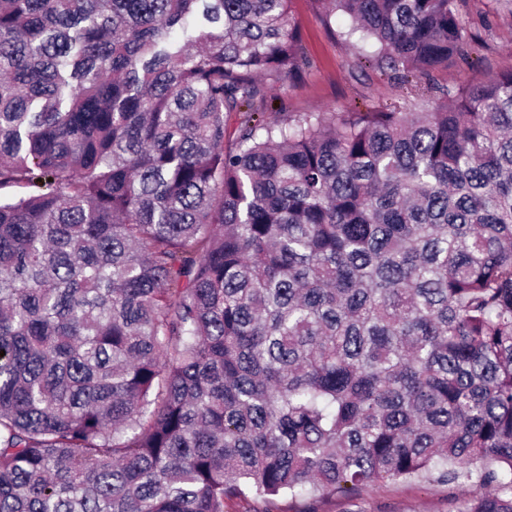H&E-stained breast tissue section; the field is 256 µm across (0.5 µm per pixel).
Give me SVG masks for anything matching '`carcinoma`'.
Listing matches in <instances>:
<instances>
[{"label": "carcinoma", "mask_w": 512, "mask_h": 512, "mask_svg": "<svg viewBox=\"0 0 512 512\" xmlns=\"http://www.w3.org/2000/svg\"><path fill=\"white\" fill-rule=\"evenodd\" d=\"M292 2L0 0V512H512V70L261 119ZM312 2L406 84L473 42L461 0ZM462 499L461 490L452 489L433 478L418 477L379 481L363 487L355 495L336 493L311 504L281 496L274 500L270 512H346L349 509L360 512H457Z\"/></svg>", "instance_id": "cac0c4a2"}]
</instances>
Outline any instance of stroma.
Masks as SVG:
<instances>
[{"mask_svg": "<svg viewBox=\"0 0 512 512\" xmlns=\"http://www.w3.org/2000/svg\"><path fill=\"white\" fill-rule=\"evenodd\" d=\"M460 12L476 38L468 56L450 60L447 68L422 76L418 94L408 93L393 75L358 60L318 16L311 0H294L292 14L298 23L303 51L308 59L300 75L288 80L282 100L273 108L289 112H341L383 110L400 105L419 108L423 93L439 97L465 83H480L512 70V0H462ZM460 491L427 477L386 480L368 485L349 497L330 495L313 503L281 496L271 512H458Z\"/></svg>", "mask_w": 512, "mask_h": 512, "instance_id": "35a3bbf8", "label": "stroma"}]
</instances>
